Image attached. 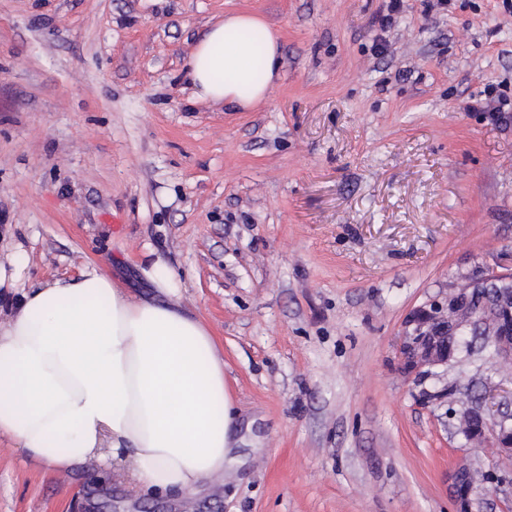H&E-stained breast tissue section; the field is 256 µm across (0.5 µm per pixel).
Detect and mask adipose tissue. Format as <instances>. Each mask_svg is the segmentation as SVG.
Returning a JSON list of instances; mask_svg holds the SVG:
<instances>
[{"mask_svg": "<svg viewBox=\"0 0 512 512\" xmlns=\"http://www.w3.org/2000/svg\"><path fill=\"white\" fill-rule=\"evenodd\" d=\"M279 38L263 19L225 16L196 44L187 75L200 101L248 110L280 77ZM159 299L133 296L96 264L23 287L0 320V439L64 473L126 462L135 491L196 492L223 477L238 419L224 352L179 301L162 261Z\"/></svg>", "mask_w": 512, "mask_h": 512, "instance_id": "ef3b65f1", "label": "adipose tissue"}]
</instances>
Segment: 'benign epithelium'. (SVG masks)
Segmentation results:
<instances>
[{
    "mask_svg": "<svg viewBox=\"0 0 512 512\" xmlns=\"http://www.w3.org/2000/svg\"><path fill=\"white\" fill-rule=\"evenodd\" d=\"M406 332L408 342L402 351L403 364L415 370L420 367H435L448 364L451 351L448 340L457 335L478 329L484 342L491 345L498 363L503 367L512 365V277L491 273H480L461 278L448 289L446 305H431L417 309L408 319ZM512 406V397L498 402L497 412L484 401H477L468 408V413L478 415L483 422L495 426L493 434L496 447L506 456L512 455V431L507 421L512 413L504 408ZM468 468L458 469L454 477L453 493L458 507L472 509L468 484Z\"/></svg>",
    "mask_w": 512,
    "mask_h": 512,
    "instance_id": "obj_1",
    "label": "benign epithelium"
}]
</instances>
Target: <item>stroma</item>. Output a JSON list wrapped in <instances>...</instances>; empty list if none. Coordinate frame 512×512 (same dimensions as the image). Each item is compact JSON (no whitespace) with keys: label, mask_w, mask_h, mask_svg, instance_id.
Segmentation results:
<instances>
[{"label":"stroma","mask_w":512,"mask_h":512,"mask_svg":"<svg viewBox=\"0 0 512 512\" xmlns=\"http://www.w3.org/2000/svg\"><path fill=\"white\" fill-rule=\"evenodd\" d=\"M0 0V260L26 279L148 271L224 349L236 462L192 494L125 468L59 475L0 441V512H512V457L466 444L489 357L407 370L413 312L466 274H512V10L502 0ZM282 37L270 98L194 101L183 71L230 12ZM385 41L386 51L375 49Z\"/></svg>","instance_id":"1"}]
</instances>
